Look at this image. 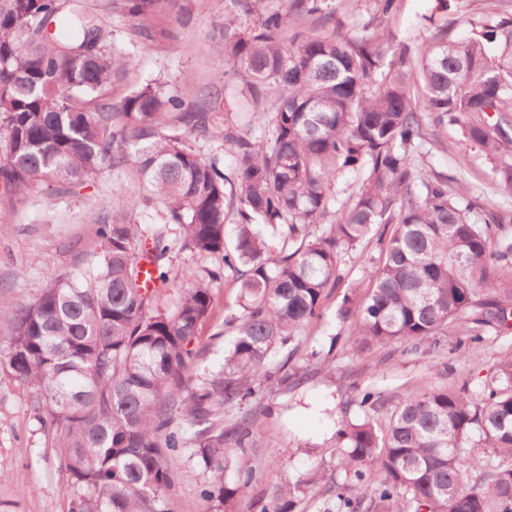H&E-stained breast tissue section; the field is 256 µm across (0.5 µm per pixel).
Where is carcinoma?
I'll return each instance as SVG.
<instances>
[{
    "label": "carcinoma",
    "instance_id": "1",
    "mask_svg": "<svg viewBox=\"0 0 512 512\" xmlns=\"http://www.w3.org/2000/svg\"><path fill=\"white\" fill-rule=\"evenodd\" d=\"M260 2L234 0L218 45L265 113L256 134L217 95L198 104L147 85L110 98L124 63L103 48L99 26L59 0H0L3 194L36 181L69 193L131 164L166 208L161 222L136 224L139 200L103 206L95 265L52 273L31 302L0 311L10 317L0 365L35 392L83 490L70 512H168L171 464L185 448L203 464L210 509L243 498L256 474L246 467L226 480V446L246 447L260 424L243 412L227 428L224 411L260 404L272 380H288L267 370L270 354L321 318L344 256L367 239L382 245L366 268L368 293L351 286L336 309L356 342L415 348L452 332L475 351L491 334H512V236L501 233L512 215L433 170L424 133L460 127L512 190L502 153L512 144V14L473 21L464 39L443 19L417 62L371 21L343 37L295 26L335 20L326 0L266 13ZM154 3L104 7L140 17ZM488 112L495 122L472 120ZM187 133L221 139L224 153H200ZM347 173L360 185L337 209L333 187ZM183 250L218 269L172 280L168 263ZM227 273L239 288L240 311L224 319L233 345L222 372L198 378V328ZM388 402L373 384L348 401L361 416L336 422L343 480L324 512H512V351L476 393L424 389L381 422Z\"/></svg>",
    "mask_w": 512,
    "mask_h": 512
}]
</instances>
